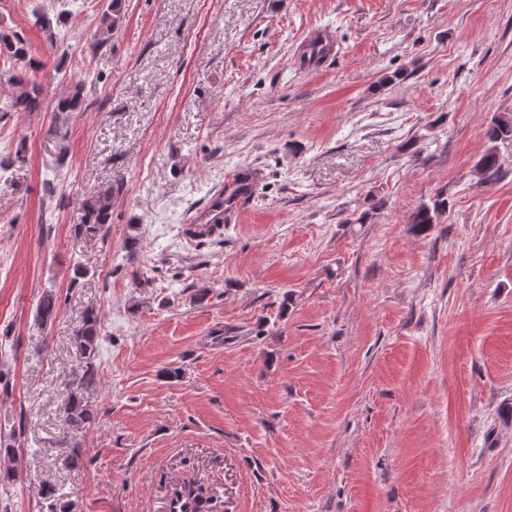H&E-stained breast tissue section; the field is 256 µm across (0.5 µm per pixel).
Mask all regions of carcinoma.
Masks as SVG:
<instances>
[{
  "label": "carcinoma",
  "instance_id": "1",
  "mask_svg": "<svg viewBox=\"0 0 512 512\" xmlns=\"http://www.w3.org/2000/svg\"><path fill=\"white\" fill-rule=\"evenodd\" d=\"M125 0H108L103 11L98 28V43L107 42L112 36V31L118 28L125 15ZM21 61L28 55V49L23 39L10 38L0 34V55ZM18 85V91L13 101V108L21 112H38L42 108V91L39 85L33 81L25 80L17 76L11 77ZM82 107V91L76 84L69 93L56 103L58 112H76ZM488 148L478 159L475 170L480 184L492 186L500 182L506 175L504 159L500 155V146H512V118L497 116L491 120L486 129ZM448 209V201L439 197L432 205H423L411 214L409 223L418 232L426 231L431 225L437 223L438 215ZM83 214L81 222L75 225V231L87 238H103L108 232V224L112 218V189H107L90 198L82 205ZM57 298L46 294L38 309L42 322L51 321L57 312ZM101 315L95 308L85 312L82 324L75 331L73 346L82 359V368L76 373L72 382V389L64 406L65 420L77 425H86L95 419V413L84 404L80 392L96 382V357L100 335ZM65 448L62 452V465L73 467L82 462V450L79 442L74 439H65ZM181 492L193 500L195 512H207L210 496L206 489L189 481L181 485ZM42 496L49 501L50 512H72L73 506L69 501H64L56 496V489L45 485Z\"/></svg>",
  "mask_w": 512,
  "mask_h": 512
}]
</instances>
